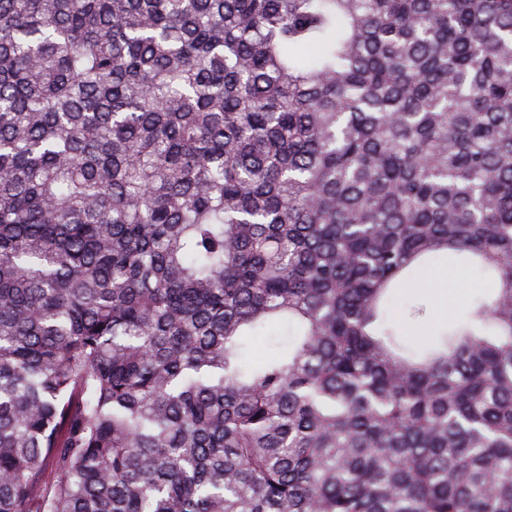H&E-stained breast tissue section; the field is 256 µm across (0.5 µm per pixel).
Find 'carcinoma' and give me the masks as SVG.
<instances>
[{
  "label": "carcinoma",
  "instance_id": "1",
  "mask_svg": "<svg viewBox=\"0 0 512 512\" xmlns=\"http://www.w3.org/2000/svg\"><path fill=\"white\" fill-rule=\"evenodd\" d=\"M0 512H512V0H0ZM431 288L421 292L427 304L430 328L453 326L465 317L473 301L488 293L486 283L476 274L440 263L420 273ZM283 336H258L257 338L250 340L248 343V351L252 362L269 356L277 349L276 343L281 341Z\"/></svg>",
  "mask_w": 512,
  "mask_h": 512
}]
</instances>
